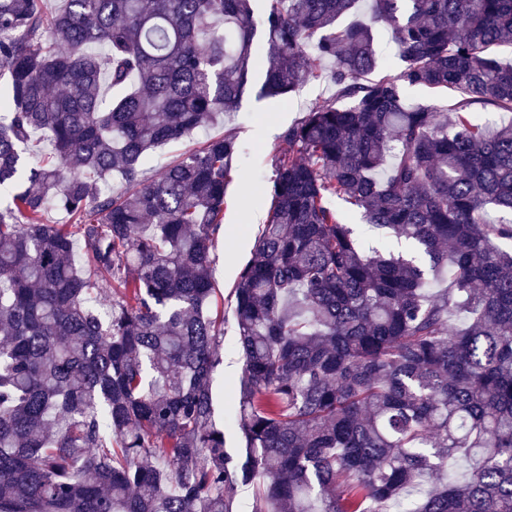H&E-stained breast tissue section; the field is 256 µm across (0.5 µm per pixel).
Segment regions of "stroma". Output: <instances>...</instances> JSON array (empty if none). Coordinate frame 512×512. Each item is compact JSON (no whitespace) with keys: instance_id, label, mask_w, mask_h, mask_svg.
Listing matches in <instances>:
<instances>
[{"instance_id":"35a3bbf8","label":"stroma","mask_w":512,"mask_h":512,"mask_svg":"<svg viewBox=\"0 0 512 512\" xmlns=\"http://www.w3.org/2000/svg\"><path fill=\"white\" fill-rule=\"evenodd\" d=\"M327 96L325 86L318 81H306L299 90L281 99L256 100L244 97L237 112L231 113L224 126L195 131L179 142L154 150L144 172L158 174L177 154L192 148L198 141L232 130L248 149L242 172L236 175L227 189L228 208L224 217V235L216 249L213 277L222 294H229L244 265L247 263L269 208L262 191L272 180V158L287 145L280 133ZM276 127V135H268V127ZM224 359L232 360L233 373L217 371L213 378L216 417L223 423L225 446L236 450L240 443L234 425L235 397L243 375V359L238 346L237 330L232 309L224 311V341L221 346Z\"/></svg>"}]
</instances>
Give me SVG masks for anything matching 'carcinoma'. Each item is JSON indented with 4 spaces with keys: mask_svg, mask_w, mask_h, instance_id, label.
<instances>
[{
    "mask_svg": "<svg viewBox=\"0 0 512 512\" xmlns=\"http://www.w3.org/2000/svg\"><path fill=\"white\" fill-rule=\"evenodd\" d=\"M56 2L0 0V512H232L238 485L252 512H512V222L486 220L512 212V123L477 112L512 113V0ZM379 27L401 69L368 81ZM259 63L260 98L335 92L284 132L230 292L234 456L212 269L243 148L142 165L235 111ZM335 200L415 252L366 249ZM407 99L424 104L436 105L441 110L451 108L458 100L461 94L448 89V92H432L425 88H409L407 90Z\"/></svg>",
    "mask_w": 512,
    "mask_h": 512,
    "instance_id": "1",
    "label": "carcinoma"
}]
</instances>
